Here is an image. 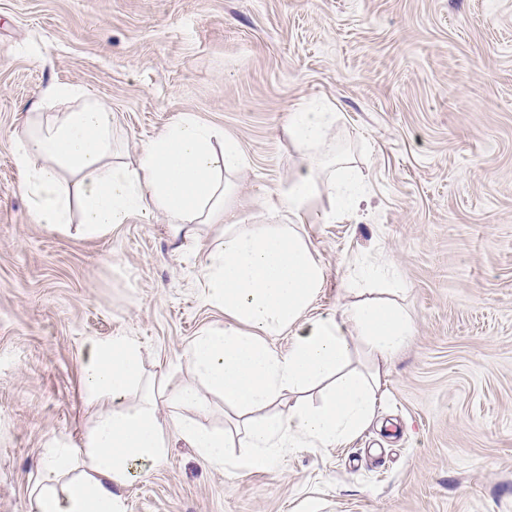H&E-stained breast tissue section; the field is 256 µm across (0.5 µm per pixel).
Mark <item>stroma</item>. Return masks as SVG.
<instances>
[{
	"label": "stroma",
	"mask_w": 512,
	"mask_h": 512,
	"mask_svg": "<svg viewBox=\"0 0 512 512\" xmlns=\"http://www.w3.org/2000/svg\"><path fill=\"white\" fill-rule=\"evenodd\" d=\"M53 83L106 101L131 155L182 112L223 129L248 214L288 183L290 112L337 113L364 195L305 227L326 270L310 314L339 311L364 259L398 271L414 321L356 438L254 472L176 440L121 488L126 512H512V0H0V512L62 485L43 460L101 408L92 342L134 338L172 388L224 323L202 298L218 228L183 248L136 215L96 239L35 224L12 134Z\"/></svg>",
	"instance_id": "stroma-1"
}]
</instances>
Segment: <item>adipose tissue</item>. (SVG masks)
I'll return each mask as SVG.
<instances>
[{
	"label": "adipose tissue",
	"instance_id": "ef3b65f1",
	"mask_svg": "<svg viewBox=\"0 0 512 512\" xmlns=\"http://www.w3.org/2000/svg\"><path fill=\"white\" fill-rule=\"evenodd\" d=\"M40 106L15 132L12 149L36 223L65 233L75 220L81 235L94 239L138 215L163 220L185 245L196 242L198 225H222L202 275L204 299L223 310L225 323L187 347L192 378L137 404L130 397L142 377L140 345L126 336L92 343L82 367L84 388L111 405L86 434L82 453L58 448L47 456L45 470L70 480L60 489L37 490L36 512H125L118 488L137 465L165 459L175 438L212 465L269 470L285 448H329L373 421L382 368L413 336L407 308L364 297L353 284L340 313L307 316L326 275L301 226L311 218L335 222L351 204L350 158L336 145L335 113L290 114L294 172L274 212L247 224L237 218L236 183L247 160L234 139L196 115H178L119 161L105 101L56 83L42 92ZM321 196L326 204L315 208ZM288 329L294 339L282 353L269 339ZM360 350L371 360L370 371L352 366ZM316 387L317 405L299 400V393ZM211 391L243 417L241 455H227L224 431L160 414L164 406L205 413ZM287 393L295 400L283 410Z\"/></svg>",
	"mask_w": 512,
	"mask_h": 512
}]
</instances>
